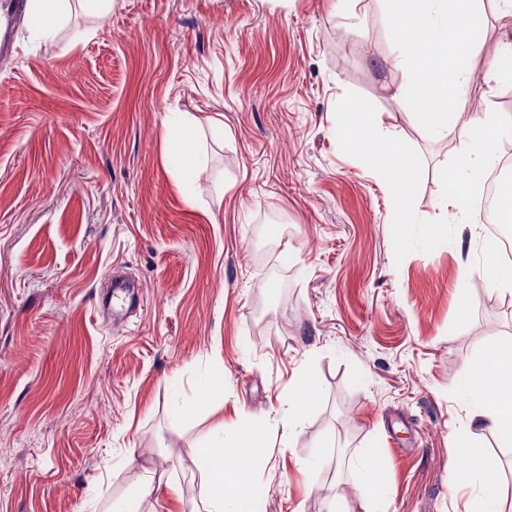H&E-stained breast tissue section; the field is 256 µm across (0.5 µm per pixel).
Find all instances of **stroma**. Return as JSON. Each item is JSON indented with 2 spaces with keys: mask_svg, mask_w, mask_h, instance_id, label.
I'll use <instances>...</instances> for the list:
<instances>
[{
  "mask_svg": "<svg viewBox=\"0 0 512 512\" xmlns=\"http://www.w3.org/2000/svg\"><path fill=\"white\" fill-rule=\"evenodd\" d=\"M0 59V512H203L196 450L267 427L259 512H358L377 451L384 512H466L449 490L470 427L466 364L512 344V290L471 286L486 224L396 261L389 192L343 153L354 91L420 156L418 217L441 218L446 142L394 99L384 0H112L47 34L15 22ZM512 14L484 0L466 115L512 117L490 66ZM195 121L182 190L166 120ZM140 302L119 313L112 271ZM473 292L469 309L461 298ZM224 390L208 392L212 371ZM320 401L293 420L288 387ZM320 458L322 467L310 465Z\"/></svg>",
  "mask_w": 512,
  "mask_h": 512,
  "instance_id": "stroma-1",
  "label": "stroma"
}]
</instances>
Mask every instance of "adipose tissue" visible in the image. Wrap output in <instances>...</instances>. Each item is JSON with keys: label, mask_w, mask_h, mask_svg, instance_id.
Instances as JSON below:
<instances>
[{"label": "adipose tissue", "mask_w": 512, "mask_h": 512, "mask_svg": "<svg viewBox=\"0 0 512 512\" xmlns=\"http://www.w3.org/2000/svg\"><path fill=\"white\" fill-rule=\"evenodd\" d=\"M166 136L176 166L185 179H192L200 151L193 121L167 126ZM463 377L475 402L471 427L491 431L499 447L511 448L512 349L487 347L480 362L465 366ZM267 446L266 429L246 421L232 440L208 441L198 448L197 460L205 472L204 512H224L226 502L250 499L255 467Z\"/></svg>", "instance_id": "ef3b65f1"}]
</instances>
